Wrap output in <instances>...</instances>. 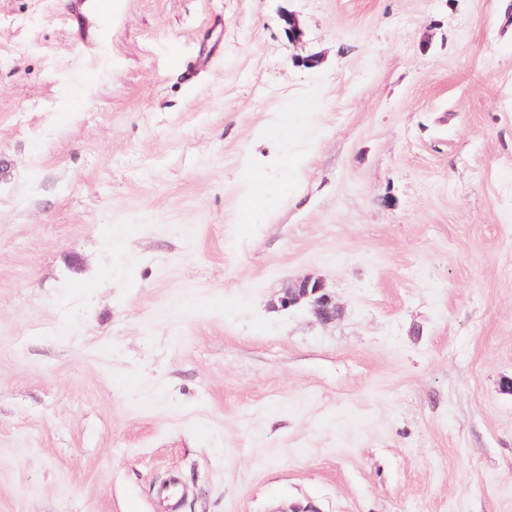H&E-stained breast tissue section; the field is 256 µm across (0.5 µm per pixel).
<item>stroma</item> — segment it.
<instances>
[{"instance_id":"stroma-1","label":"stroma","mask_w":512,"mask_h":512,"mask_svg":"<svg viewBox=\"0 0 512 512\" xmlns=\"http://www.w3.org/2000/svg\"><path fill=\"white\" fill-rule=\"evenodd\" d=\"M74 4L0 0V512H512V0ZM280 303L288 308L306 303L312 315L322 323L334 322L340 313L335 299L319 278L305 277L296 281L285 289Z\"/></svg>"}]
</instances>
